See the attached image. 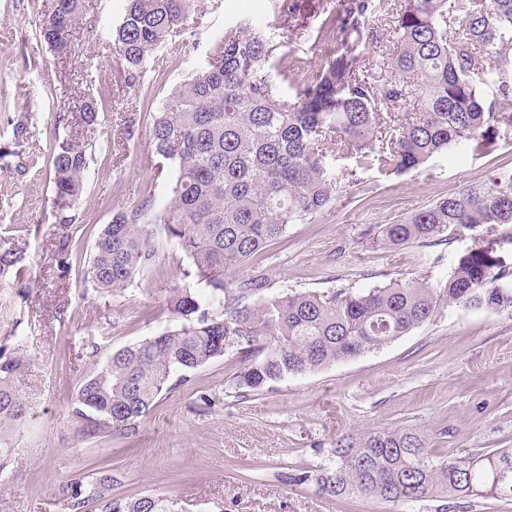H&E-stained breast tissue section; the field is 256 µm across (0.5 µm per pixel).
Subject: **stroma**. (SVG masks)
Listing matches in <instances>:
<instances>
[{"label":"stroma","instance_id":"35a3bbf8","mask_svg":"<svg viewBox=\"0 0 512 512\" xmlns=\"http://www.w3.org/2000/svg\"><path fill=\"white\" fill-rule=\"evenodd\" d=\"M283 21L275 0H194L175 48H163L129 82L112 47L126 0H85L72 49L60 57L35 38V24L53 0H0V146L10 124H25V173L0 165V246L23 249L24 271L0 280V340L33 363L15 385L27 417L11 435L17 455L0 475V512H72L69 488L105 469L113 493L175 499L179 512H435L432 502L400 505L362 498L336 500L312 484L288 485L284 473L328 464L338 436L410 428L425 436L437 460L512 448V316L488 310H444L376 352L285 378L242 398L229 353L162 393L133 436L99 431L74 411L82 380L99 372L113 351L153 336L177 320L170 292L187 285L189 260L162 225H152L156 256L122 291L86 286L80 262L61 267L59 244L76 240L89 257L85 225L102 226L143 188L152 209L171 200L172 164H160L148 104L207 62L211 42L257 16L279 27L283 61L295 63L281 90L293 94L301 71L317 70L333 43L316 39L339 14L329 0H295ZM403 0L373 21L376 41L361 45L370 73L393 50ZM107 93L97 125L84 126L82 104ZM85 145V192L59 221L49 179L50 141ZM512 173V126L493 139L469 141L407 173L366 171L340 189L311 220L245 263V277L263 276L273 294L370 287L389 281L444 280L468 249L491 252L512 268V247L482 229L450 241L390 251L362 244L371 225L394 224L466 186Z\"/></svg>","mask_w":512,"mask_h":512}]
</instances>
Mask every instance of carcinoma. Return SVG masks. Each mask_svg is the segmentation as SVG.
<instances>
[{"label": "carcinoma", "instance_id": "carcinoma-1", "mask_svg": "<svg viewBox=\"0 0 512 512\" xmlns=\"http://www.w3.org/2000/svg\"><path fill=\"white\" fill-rule=\"evenodd\" d=\"M83 0H54L35 36L51 51H71ZM113 33L114 49L136 77L152 56L186 25L191 0H126ZM387 0H344L337 48L305 77L297 92L281 93L288 68L270 60L281 44L267 26L244 21L209 48L208 63L178 85L153 112L156 154L176 164L170 206L151 214V191L112 212L97 233L84 282L97 291L127 287L155 257L147 225H165L190 259L186 276L207 293L176 288L168 298L180 324L112 353L102 370L79 385L74 412L92 424L129 436L172 380L228 352L243 367L233 378L246 398L289 376L378 351L449 307L512 315V271L471 249L446 280L392 282L370 288H333L269 295L258 276L240 269L290 224L313 218L332 201L337 183L359 182L375 166L407 172L432 156L498 133L509 121L483 102L477 79L494 74L503 98L512 93V0H467L448 15V0H404L396 48L384 76L368 73L360 45L376 37L371 19ZM103 99L82 105L97 124ZM355 159L336 173L327 144ZM57 204L65 209L84 192L87 155L68 140L50 147ZM500 233L512 245V175L481 188H463L395 224L370 226L367 243L399 249L411 243L453 240L466 230ZM22 253L0 248V277ZM222 310H210L213 304ZM31 359L0 346V474L14 448L4 430L17 428L26 403L15 386ZM292 485L315 484L336 498L384 503L446 502L473 496L512 502V448L479 451L453 460L433 458L415 430H375L336 440L329 465L283 475ZM112 475L98 472L71 487L72 512L90 503L97 512H176L166 496L112 493Z\"/></svg>", "mask_w": 512, "mask_h": 512}]
</instances>
